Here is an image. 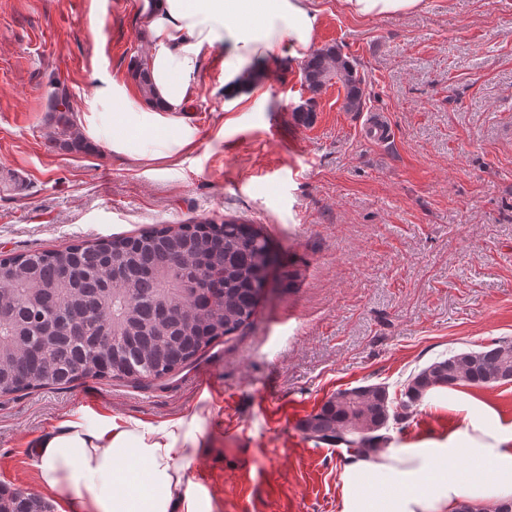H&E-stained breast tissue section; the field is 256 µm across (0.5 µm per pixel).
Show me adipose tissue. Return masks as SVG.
<instances>
[{"label": "adipose tissue", "mask_w": 512, "mask_h": 512, "mask_svg": "<svg viewBox=\"0 0 512 512\" xmlns=\"http://www.w3.org/2000/svg\"><path fill=\"white\" fill-rule=\"evenodd\" d=\"M318 0H139L151 99L106 72L80 119L112 153L171 159L194 145L189 112L205 50L224 49V96L248 103L256 64L281 53L301 59L320 26ZM452 405L455 428L407 446L351 457L340 474L338 512H494L512 500V424L490 402L458 389L428 393ZM199 416L154 426L82 414L31 439L37 482L68 512H211L186 470L203 435Z\"/></svg>", "instance_id": "adipose-tissue-1"}]
</instances>
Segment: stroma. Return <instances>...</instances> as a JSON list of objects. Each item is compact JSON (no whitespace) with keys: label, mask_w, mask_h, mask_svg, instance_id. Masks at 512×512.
Returning <instances> with one entry per match:
<instances>
[{"label":"stroma","mask_w":512,"mask_h":512,"mask_svg":"<svg viewBox=\"0 0 512 512\" xmlns=\"http://www.w3.org/2000/svg\"><path fill=\"white\" fill-rule=\"evenodd\" d=\"M138 0H0V251L130 235L153 224L239 219L279 261L251 323L166 388L84 379L0 398V485L40 494L27 444L82 413L158 425L197 414L187 472L213 512H337L345 448L302 421L337 390L386 384L449 352L512 341V0H422L356 18L319 0L315 45L363 74L317 95L301 62L267 66L248 107L226 108L224 50L204 53L174 159L69 152L52 141L51 81L81 111L101 71L143 60ZM314 101L311 123L296 110ZM384 115L388 142L361 134ZM426 403L391 427L406 444L453 428Z\"/></svg>","instance_id":"1"}]
</instances>
